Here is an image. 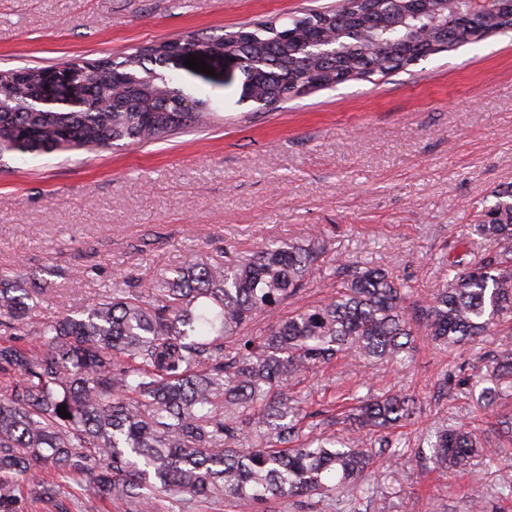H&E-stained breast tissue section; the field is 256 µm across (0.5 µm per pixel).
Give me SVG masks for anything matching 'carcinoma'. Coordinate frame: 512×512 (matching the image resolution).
Returning <instances> with one entry per match:
<instances>
[{
	"label": "carcinoma",
	"mask_w": 512,
	"mask_h": 512,
	"mask_svg": "<svg viewBox=\"0 0 512 512\" xmlns=\"http://www.w3.org/2000/svg\"><path fill=\"white\" fill-rule=\"evenodd\" d=\"M358 19L377 20L385 73L413 56L399 52L406 6L393 0L354 4ZM347 8L304 18L330 27ZM302 18V19H304ZM302 19L255 26L218 39H172L120 62L100 59V72L71 64L76 109L45 108L25 96L43 68L24 67L19 84L0 85V157L92 151L116 142L148 143L208 120L206 102L155 67L189 44L241 50L261 88L290 96L297 86H335L368 65L358 53L338 64L303 52L281 38ZM485 37L479 25L448 30V48ZM128 87L109 111L112 84ZM470 225L481 243L448 264V283L427 300L375 267L340 263L330 273L334 292L288 315L280 308L304 285L321 256L318 243L267 244L245 261L218 262L190 252L175 275L116 273L83 311L42 320L41 288L20 267L0 272V512H14L21 486L36 500L54 501L63 484L85 487L127 512H154L162 498L231 499L240 512L302 495L331 499L349 487L389 512L388 497L366 477L375 448H391L389 431L413 421L418 398L401 391L348 394L336 420L346 435L316 432L304 411L311 371L340 358L395 363L419 341L452 349L494 330L502 336L482 353L483 371L461 368L438 380L440 389L484 408L512 397V185L496 193ZM272 318L264 331L255 319ZM70 414L60 417L58 407ZM436 469H465L490 456L477 427L443 424L426 437ZM49 466L59 480L37 473Z\"/></svg>",
	"instance_id": "cac0c4a2"
}]
</instances>
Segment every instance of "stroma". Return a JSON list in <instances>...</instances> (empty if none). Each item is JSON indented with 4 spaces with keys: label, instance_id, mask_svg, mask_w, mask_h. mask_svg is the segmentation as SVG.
<instances>
[{
    "label": "stroma",
    "instance_id": "stroma-1",
    "mask_svg": "<svg viewBox=\"0 0 512 512\" xmlns=\"http://www.w3.org/2000/svg\"><path fill=\"white\" fill-rule=\"evenodd\" d=\"M336 0H0V70L122 59L173 38H217L335 5ZM224 81L171 61L167 70L208 100L210 127L150 143L0 158V269L23 267L45 288L51 319L89 304L115 272L171 270L193 249L215 260L252 257L267 241L316 240L324 252L302 304L332 290L337 261L381 267L429 296L448 279V253L494 190L512 183V30L441 52L394 74H375L270 106L244 100L239 64ZM495 333L454 350L419 344L405 366L338 363L310 376L307 409L363 383L423 402L397 428L399 460L375 455L369 477L391 512H469L502 472L512 443L496 423L482 441L499 449L468 470L441 472L422 458L428 430L467 421L471 407L437 381L473 366ZM266 512H374L366 501L283 498Z\"/></svg>",
    "mask_w": 512,
    "mask_h": 512
}]
</instances>
